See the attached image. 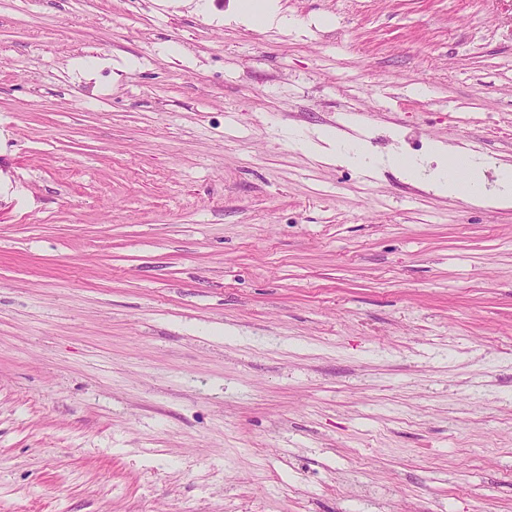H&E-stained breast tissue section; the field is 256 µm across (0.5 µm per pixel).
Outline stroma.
Wrapping results in <instances>:
<instances>
[{"label": "stroma", "mask_w": 512, "mask_h": 512, "mask_svg": "<svg viewBox=\"0 0 512 512\" xmlns=\"http://www.w3.org/2000/svg\"><path fill=\"white\" fill-rule=\"evenodd\" d=\"M196 2L0 0V512H512V0ZM230 6L225 21H234L249 29L288 30L299 27L301 20L279 3L280 0H237ZM304 149L311 152L318 160L326 163H340L366 168H376L383 161L371 152L363 144L359 146H343L336 133L331 129H322L317 132L315 138L300 139ZM434 152L441 158L442 165L428 175L423 174L422 166L413 159L394 158L390 162L399 167L401 173L410 179H429L435 183V190L447 196H459L470 194L478 196L483 190V185L476 177V172L481 171L484 162L469 156L460 150L454 154H448V147L441 144L434 146ZM449 157V158H448ZM461 159L462 176L448 174V162L452 159Z\"/></svg>", "instance_id": "stroma-1"}]
</instances>
